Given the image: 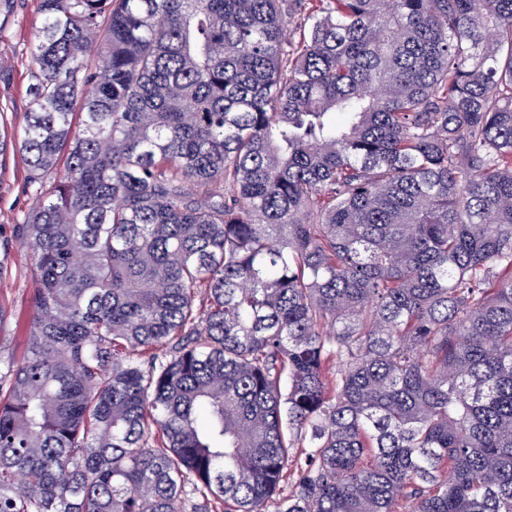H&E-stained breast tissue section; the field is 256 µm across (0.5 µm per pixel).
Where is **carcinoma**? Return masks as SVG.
I'll use <instances>...</instances> for the list:
<instances>
[{"mask_svg": "<svg viewBox=\"0 0 512 512\" xmlns=\"http://www.w3.org/2000/svg\"><path fill=\"white\" fill-rule=\"evenodd\" d=\"M40 14L0 512H512V0Z\"/></svg>", "mask_w": 512, "mask_h": 512, "instance_id": "carcinoma-1", "label": "carcinoma"}]
</instances>
